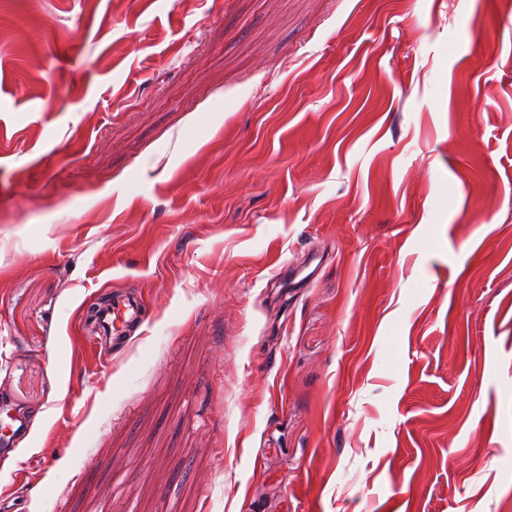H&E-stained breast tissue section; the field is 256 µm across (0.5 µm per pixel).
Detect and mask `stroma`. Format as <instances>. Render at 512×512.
Segmentation results:
<instances>
[{
	"mask_svg": "<svg viewBox=\"0 0 512 512\" xmlns=\"http://www.w3.org/2000/svg\"><path fill=\"white\" fill-rule=\"evenodd\" d=\"M1 407L9 512H512L507 0H0ZM87 313L92 320L95 335L98 336L83 337L93 347H96V339L103 337L109 338V340L128 342L140 319L137 303L120 292L114 293L112 300L97 303Z\"/></svg>",
	"mask_w": 512,
	"mask_h": 512,
	"instance_id": "35a3bbf8",
	"label": "stroma"
}]
</instances>
